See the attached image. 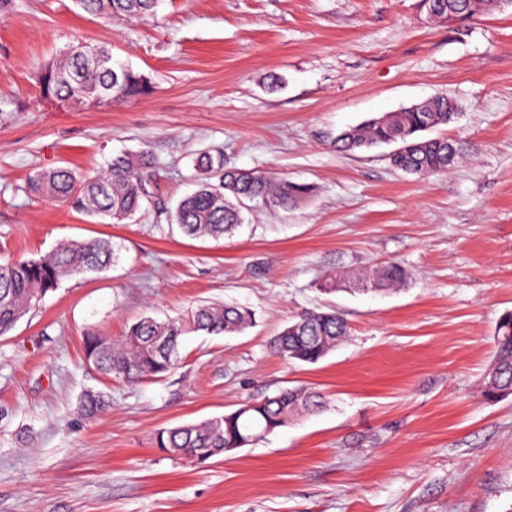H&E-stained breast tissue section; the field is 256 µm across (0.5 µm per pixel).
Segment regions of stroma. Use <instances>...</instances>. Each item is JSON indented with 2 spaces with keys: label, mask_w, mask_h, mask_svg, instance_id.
Wrapping results in <instances>:
<instances>
[{
  "label": "stroma",
  "mask_w": 512,
  "mask_h": 512,
  "mask_svg": "<svg viewBox=\"0 0 512 512\" xmlns=\"http://www.w3.org/2000/svg\"><path fill=\"white\" fill-rule=\"evenodd\" d=\"M111 47L150 94L63 112L34 72L69 45ZM457 105L431 129L459 158L429 177L382 144L337 151L342 130L436 94ZM0 259L103 238L118 260L63 280L0 336V512H512V396L480 397L493 336L512 311V8L457 29L421 0H162L154 17L107 24L73 0L0 9ZM148 150L150 200L123 224L30 195L37 171L104 167ZM303 183L289 211L257 208L224 239L169 221L194 160ZM397 261L404 288L320 294ZM238 303L236 336L184 337L158 378L87 363L83 338L121 336L146 314ZM336 308L350 336L309 365L271 352L299 312ZM305 385L327 397L254 445L196 463L154 432ZM105 401L83 410L87 395Z\"/></svg>",
  "instance_id": "obj_1"
}]
</instances>
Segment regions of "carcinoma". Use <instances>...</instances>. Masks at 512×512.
<instances>
[{"mask_svg":"<svg viewBox=\"0 0 512 512\" xmlns=\"http://www.w3.org/2000/svg\"><path fill=\"white\" fill-rule=\"evenodd\" d=\"M161 0H74L76 6L107 23L154 14ZM441 10L453 9L463 23L498 7L496 0H438ZM40 98L55 106L79 110L109 107L149 93L148 80L132 67L117 69L106 46L71 45L59 57L38 68ZM456 105L446 95L432 98L423 110L409 109L370 120L336 137V148L353 151L364 145L397 142L400 152L390 159L393 167L418 175L448 170L456 149L446 139H427L421 132L456 119ZM154 163L148 152L120 153L103 170L83 175L69 167L40 171L30 177L28 189L40 197L67 205L109 224L132 219L149 200L148 186ZM198 188L182 198L171 221L191 238H221L244 223L245 202L270 209H288L310 193V187L286 179L224 166V153L207 151L196 160ZM114 261L107 240L62 241L39 259L0 262V336L8 334L31 309L55 290L62 278L100 272ZM406 269L391 261L357 280L372 291L403 285ZM255 320L252 310L232 304H200L165 320L147 316L131 323L119 340L91 331L84 336L85 360L105 375L126 380L159 377L177 364L182 336L241 333ZM349 335L344 317L333 308L307 309L299 313L270 342V349L288 360L315 364ZM493 366L481 382V396L494 401L512 390V313L499 321L495 335ZM324 398L304 387L280 391L253 403L252 409L232 412L197 424L157 430L153 445L172 457L201 461L242 448L288 424L293 416L316 412Z\"/></svg>","mask_w":512,"mask_h":512,"instance_id":"cac0c4a2","label":"carcinoma"}]
</instances>
